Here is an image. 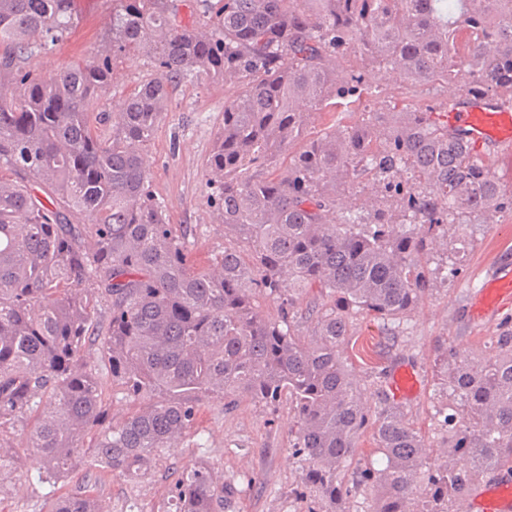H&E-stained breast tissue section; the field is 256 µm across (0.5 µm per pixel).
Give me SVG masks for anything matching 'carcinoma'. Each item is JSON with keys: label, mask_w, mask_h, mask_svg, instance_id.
I'll list each match as a JSON object with an SVG mask.
<instances>
[{"label": "carcinoma", "mask_w": 512, "mask_h": 512, "mask_svg": "<svg viewBox=\"0 0 512 512\" xmlns=\"http://www.w3.org/2000/svg\"><path fill=\"white\" fill-rule=\"evenodd\" d=\"M78 21L75 0H0V469L30 425L40 480L89 461L141 478L204 402L230 412L286 396L307 512H349L368 490L372 512H457L479 477H512V324L490 357L440 355L459 406L438 411L448 439L434 467L386 389L368 406L344 348L354 316L390 329L415 311L444 226L512 210V190L448 135L464 94L512 106V0H457L451 14L442 0H112L90 59L49 80L27 68ZM130 53L154 76L114 111L115 62ZM368 67L437 84L444 102L354 125L338 115L307 137L314 112H352L371 93ZM202 77L235 89L205 176L236 246L199 264L152 193L146 148L170 87ZM309 292L305 341L294 308ZM93 346L112 384L144 401L119 427ZM371 412L382 469L357 458ZM52 512L98 505L80 491ZM165 512H224V483L197 462Z\"/></svg>", "instance_id": "obj_1"}]
</instances>
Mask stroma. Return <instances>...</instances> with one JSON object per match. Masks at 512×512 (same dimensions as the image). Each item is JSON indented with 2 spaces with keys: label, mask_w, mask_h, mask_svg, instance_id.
<instances>
[{
  "label": "stroma",
  "mask_w": 512,
  "mask_h": 512,
  "mask_svg": "<svg viewBox=\"0 0 512 512\" xmlns=\"http://www.w3.org/2000/svg\"><path fill=\"white\" fill-rule=\"evenodd\" d=\"M79 8L81 20L68 39L29 58V67L43 78L54 77L95 52L110 20L112 0H79ZM365 78L372 93L353 112L356 120L389 104L401 109L442 100L439 89L407 86L396 73L369 70ZM232 95L223 82L209 79H186L175 85L171 107L147 150L153 191L164 202L170 223L193 234V257L199 262L225 244L207 201L203 170L214 134L223 123L224 104ZM430 266L437 269V279L410 320L388 336L379 322L359 319L346 353L368 396L374 386L367 368L378 366L390 374L403 366L414 370L420 391L403 406L410 423L435 443L445 436L437 412L450 402L436 360L440 348L489 350L501 324L512 321V306L485 322L475 321L471 313L486 278L497 269L512 270V215L504 214L495 224L449 226L448 239ZM293 421L284 401L268 407L245 400L229 413L223 401H209L191 437L169 449L145 477L132 480L91 464L57 480H39L28 431L21 428L13 444L22 457L0 485V512H50L57 499L82 488L91 490L101 512H165L182 470L197 461L207 462L231 487L224 512H306V500L295 491L302 461L288 435Z\"/></svg>",
  "instance_id": "1"
}]
</instances>
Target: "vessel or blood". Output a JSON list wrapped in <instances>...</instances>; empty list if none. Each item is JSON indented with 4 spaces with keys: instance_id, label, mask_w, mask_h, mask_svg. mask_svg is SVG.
I'll return each mask as SVG.
<instances>
[{
    "instance_id": "1",
    "label": "vessel or blood",
    "mask_w": 512,
    "mask_h": 512,
    "mask_svg": "<svg viewBox=\"0 0 512 512\" xmlns=\"http://www.w3.org/2000/svg\"><path fill=\"white\" fill-rule=\"evenodd\" d=\"M448 126L463 131L465 138L479 152H512V108L494 98L469 96L466 103L449 111ZM510 305L512 273L501 271L485 281L475 315L482 318ZM418 386L415 372L405 367L396 372L388 389L393 400L401 402L411 399ZM462 512H512V485H481L478 494L464 500Z\"/></svg>"
}]
</instances>
